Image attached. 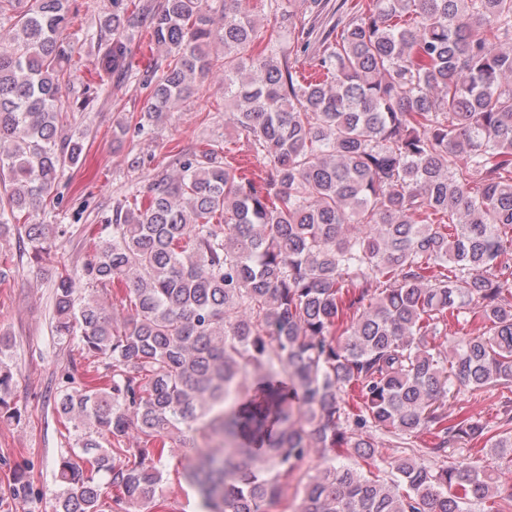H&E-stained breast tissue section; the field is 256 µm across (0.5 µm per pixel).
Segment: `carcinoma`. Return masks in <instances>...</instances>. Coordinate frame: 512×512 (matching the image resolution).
I'll use <instances>...</instances> for the list:
<instances>
[{"label": "carcinoma", "instance_id": "cac0c4a2", "mask_svg": "<svg viewBox=\"0 0 512 512\" xmlns=\"http://www.w3.org/2000/svg\"><path fill=\"white\" fill-rule=\"evenodd\" d=\"M246 4L135 6L159 52L135 130L219 72L229 122L268 170L247 177L212 138L112 202L82 278L124 285L126 316L57 275L55 335L103 372L63 377L74 443L56 512L153 501L168 442L195 452L184 477L207 512H276L294 479L297 512H507L512 0H353L317 48L319 0H288L263 37ZM128 9L112 0L88 27L98 81L70 97L72 0H0V235L37 263L65 265L64 230L41 217L82 162L87 131L64 113L134 73ZM475 319L484 332L464 334ZM454 384L509 390L497 425L452 408ZM13 385L0 368V418L18 413ZM378 431L401 454L384 457ZM479 442L494 466L430 462Z\"/></svg>", "mask_w": 512, "mask_h": 512}]
</instances>
